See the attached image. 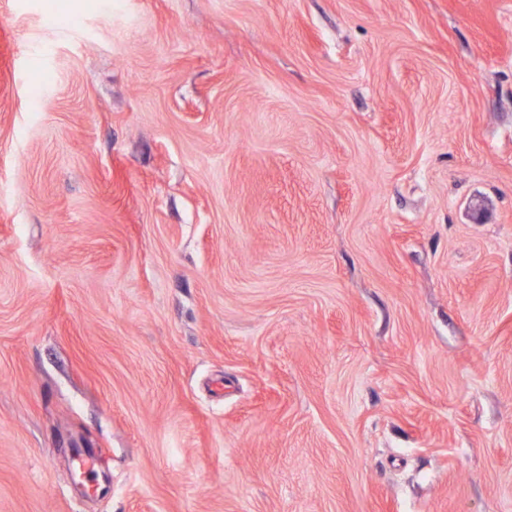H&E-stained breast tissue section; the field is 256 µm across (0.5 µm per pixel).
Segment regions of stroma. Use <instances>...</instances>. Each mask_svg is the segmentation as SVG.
<instances>
[{"label":"stroma","mask_w":512,"mask_h":512,"mask_svg":"<svg viewBox=\"0 0 512 512\" xmlns=\"http://www.w3.org/2000/svg\"><path fill=\"white\" fill-rule=\"evenodd\" d=\"M0 512H512V0H0Z\"/></svg>","instance_id":"obj_1"}]
</instances>
